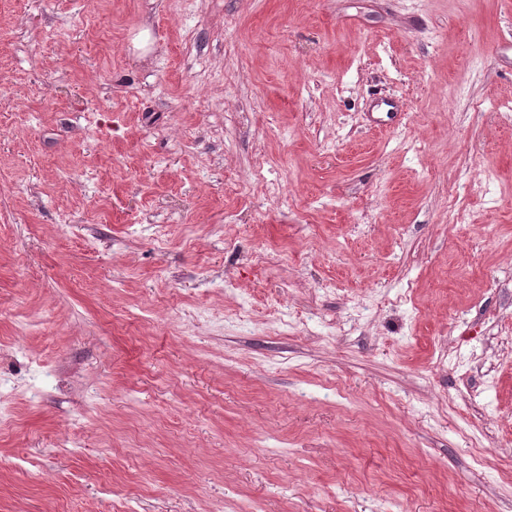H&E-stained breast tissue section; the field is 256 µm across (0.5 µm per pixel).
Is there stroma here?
Listing matches in <instances>:
<instances>
[{"label": "stroma", "mask_w": 512, "mask_h": 512, "mask_svg": "<svg viewBox=\"0 0 512 512\" xmlns=\"http://www.w3.org/2000/svg\"><path fill=\"white\" fill-rule=\"evenodd\" d=\"M0 512H512V0H0Z\"/></svg>", "instance_id": "obj_1"}]
</instances>
